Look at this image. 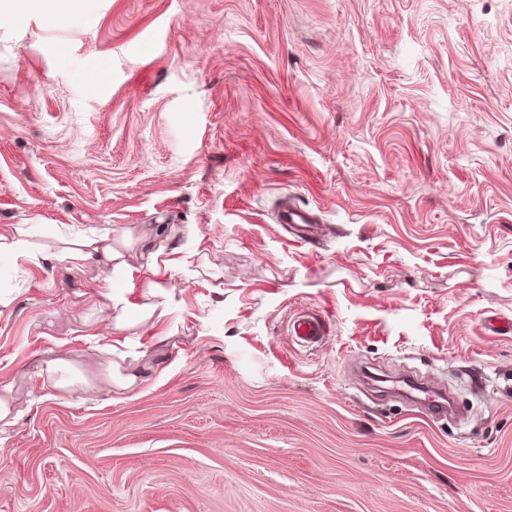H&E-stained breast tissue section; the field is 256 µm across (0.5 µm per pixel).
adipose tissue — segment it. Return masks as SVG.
<instances>
[{
	"label": "adipose tissue",
	"mask_w": 512,
	"mask_h": 512,
	"mask_svg": "<svg viewBox=\"0 0 512 512\" xmlns=\"http://www.w3.org/2000/svg\"><path fill=\"white\" fill-rule=\"evenodd\" d=\"M39 227L35 224H17L0 232V257L23 260L33 264L45 261L46 256L35 243ZM56 260L80 266L96 263L109 290L105 295L108 308L118 310L114 329H123L129 316L145 317L155 310L154 305L140 303L135 294L140 284H147L154 297L165 296L172 276L180 266L178 259L151 254L147 265L148 281H141L138 269L128 264L124 252L112 244L111 232L91 229L70 233L65 246L55 254Z\"/></svg>",
	"instance_id": "1"
}]
</instances>
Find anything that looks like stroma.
<instances>
[{"instance_id": "obj_1", "label": "stroma", "mask_w": 512, "mask_h": 512, "mask_svg": "<svg viewBox=\"0 0 512 512\" xmlns=\"http://www.w3.org/2000/svg\"><path fill=\"white\" fill-rule=\"evenodd\" d=\"M61 8L0 0V231L184 264L110 332L97 265L0 258V512H512V0ZM278 223L281 224H317L319 220L315 215L305 209L299 208L292 204L284 203L277 217ZM292 333L303 344L317 343L324 334V323L315 315H302L292 324Z\"/></svg>"}]
</instances>
